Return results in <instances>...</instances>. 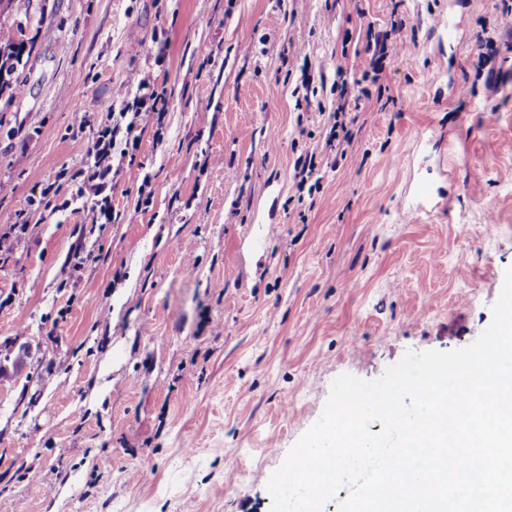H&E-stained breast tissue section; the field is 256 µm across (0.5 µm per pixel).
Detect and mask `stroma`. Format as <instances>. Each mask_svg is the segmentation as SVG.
<instances>
[{
	"label": "stroma",
	"instance_id": "35a3bbf8",
	"mask_svg": "<svg viewBox=\"0 0 512 512\" xmlns=\"http://www.w3.org/2000/svg\"><path fill=\"white\" fill-rule=\"evenodd\" d=\"M507 6L14 0L0 27L23 22L33 50L0 103V236L22 239L0 251V512H271L267 483L338 375L472 343L512 267ZM450 11L453 43L434 30ZM397 14L414 40L298 214L289 175L325 155L337 97L329 82L307 97L300 66L363 71L367 24ZM136 72L165 110L123 161L111 220L85 223L79 197L39 220L51 169L87 163L71 132L109 125ZM417 179L429 210L406 220ZM272 181L265 237L253 203Z\"/></svg>",
	"mask_w": 512,
	"mask_h": 512
}]
</instances>
